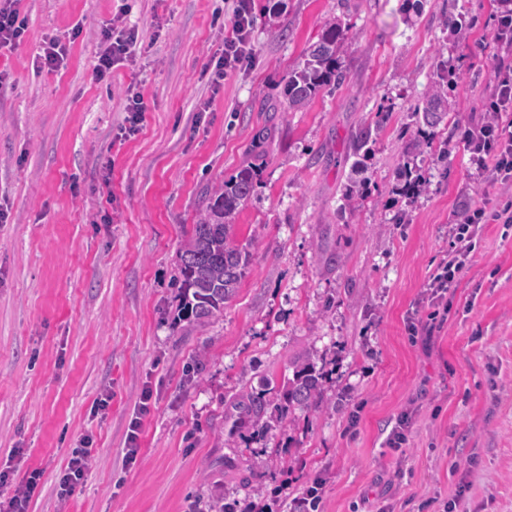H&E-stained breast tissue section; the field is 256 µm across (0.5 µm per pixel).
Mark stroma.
Listing matches in <instances>:
<instances>
[{
  "label": "stroma",
  "instance_id": "stroma-1",
  "mask_svg": "<svg viewBox=\"0 0 512 512\" xmlns=\"http://www.w3.org/2000/svg\"><path fill=\"white\" fill-rule=\"evenodd\" d=\"M231 5L21 0L24 39L0 50V503L36 470L28 512H197L219 495L290 512L318 476V512H438L451 498L455 512H512V223L496 218L512 189L475 180L456 146L484 117L493 71L480 45L501 0H253L255 59L216 90L203 70L224 42L214 15ZM457 13L472 21L459 40L444 28ZM118 14L136 50L100 81ZM336 16L347 80L289 111L283 81ZM52 39L67 61L38 70ZM441 61L458 75L435 130L453 147L442 161L415 148ZM131 85L146 107L132 134ZM380 111L365 200L346 205L355 136ZM406 162L421 180L410 196L396 179ZM246 167L259 179L233 240L251 269L222 315L174 323L178 249L206 189ZM465 203L490 221L435 318L427 284ZM309 351L320 408L259 432L248 395L280 397ZM406 412L407 443L389 447ZM87 438L95 458L59 500Z\"/></svg>",
  "mask_w": 512,
  "mask_h": 512
}]
</instances>
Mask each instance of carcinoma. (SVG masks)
<instances>
[{"label":"carcinoma","mask_w":512,"mask_h":512,"mask_svg":"<svg viewBox=\"0 0 512 512\" xmlns=\"http://www.w3.org/2000/svg\"><path fill=\"white\" fill-rule=\"evenodd\" d=\"M348 30L336 17L325 23L320 39L309 48L302 66L292 70L284 85L288 109L298 111L328 87L338 88L347 79L341 56L348 49ZM448 66H439L422 95L417 113L428 127H435L448 116ZM371 127H366L357 139L354 173L364 169L370 157ZM255 192L252 169L240 170L236 176L206 193L198 210L192 233L178 252V276L175 286L181 297V316L187 322H206L224 312L243 278L249 272L250 252L233 244L230 230L240 207ZM293 377L288 380L285 404L279 405L280 415L266 417L270 401L263 396L251 398L248 413L256 425L271 430L293 411L315 409L321 402L323 388L315 374L313 356L305 354L292 362Z\"/></svg>","instance_id":"1"}]
</instances>
